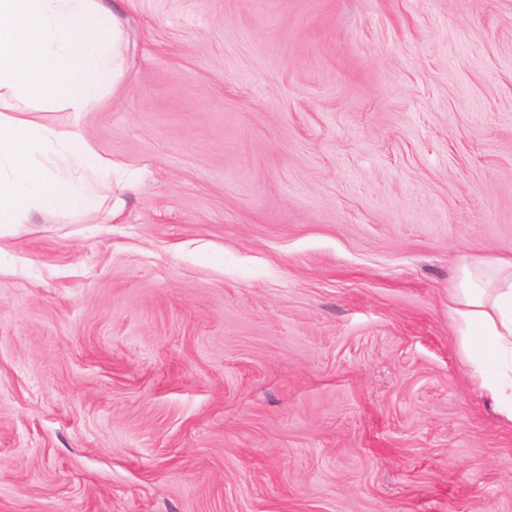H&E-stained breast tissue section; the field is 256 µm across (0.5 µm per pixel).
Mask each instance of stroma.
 <instances>
[{
	"label": "stroma",
	"mask_w": 512,
	"mask_h": 512,
	"mask_svg": "<svg viewBox=\"0 0 512 512\" xmlns=\"http://www.w3.org/2000/svg\"><path fill=\"white\" fill-rule=\"evenodd\" d=\"M135 176L0 238V512H512L448 313L512 257V0H128Z\"/></svg>",
	"instance_id": "stroma-1"
}]
</instances>
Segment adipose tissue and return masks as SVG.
I'll return each mask as SVG.
<instances>
[{"label": "adipose tissue", "instance_id": "obj_1", "mask_svg": "<svg viewBox=\"0 0 512 512\" xmlns=\"http://www.w3.org/2000/svg\"><path fill=\"white\" fill-rule=\"evenodd\" d=\"M125 0H0V231L35 217L96 212L112 189V161L77 130L27 118L23 102L94 111L123 73ZM448 312L487 401L512 420V258L464 265Z\"/></svg>", "mask_w": 512, "mask_h": 512}]
</instances>
